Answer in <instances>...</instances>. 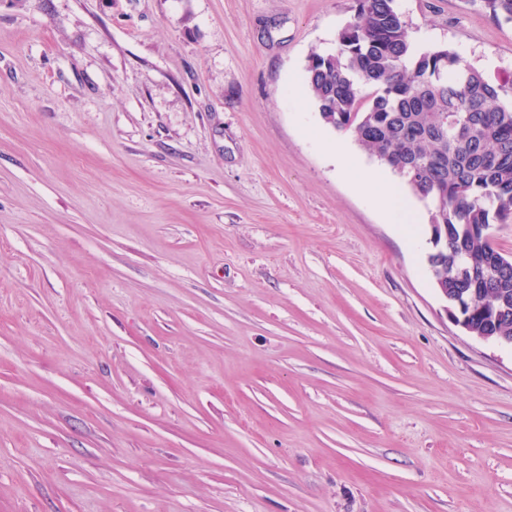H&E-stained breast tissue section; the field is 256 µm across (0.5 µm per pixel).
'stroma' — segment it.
<instances>
[{"label": "stroma", "instance_id": "35a3bbf8", "mask_svg": "<svg viewBox=\"0 0 512 512\" xmlns=\"http://www.w3.org/2000/svg\"><path fill=\"white\" fill-rule=\"evenodd\" d=\"M512 76V23L396 0ZM353 0H0V512H512V347L322 149Z\"/></svg>", "mask_w": 512, "mask_h": 512}]
</instances>
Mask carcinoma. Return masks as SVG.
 <instances>
[{
    "label": "carcinoma",
    "mask_w": 512,
    "mask_h": 512,
    "mask_svg": "<svg viewBox=\"0 0 512 512\" xmlns=\"http://www.w3.org/2000/svg\"><path fill=\"white\" fill-rule=\"evenodd\" d=\"M334 54L312 53L306 82L324 124L349 132L421 201L429 223L448 226V248L429 261L470 321L512 338V266L493 261L492 228L512 218V80L494 84L448 47L424 52L408 38L395 0H354ZM512 23V0H478Z\"/></svg>",
    "instance_id": "obj_1"
}]
</instances>
